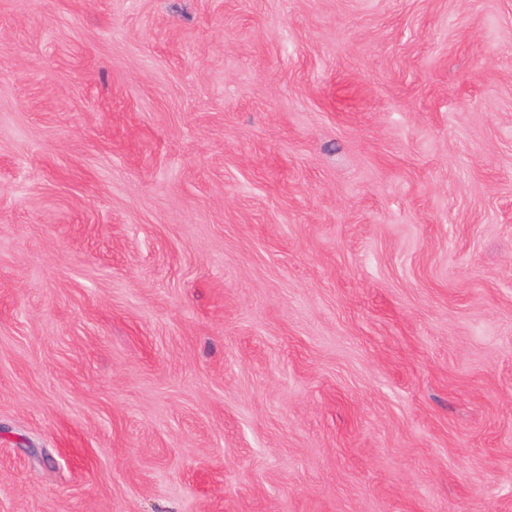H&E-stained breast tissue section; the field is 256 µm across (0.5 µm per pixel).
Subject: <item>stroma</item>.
Returning <instances> with one entry per match:
<instances>
[{"label": "stroma", "mask_w": 512, "mask_h": 512, "mask_svg": "<svg viewBox=\"0 0 512 512\" xmlns=\"http://www.w3.org/2000/svg\"><path fill=\"white\" fill-rule=\"evenodd\" d=\"M0 512H512V0H0Z\"/></svg>", "instance_id": "obj_1"}]
</instances>
